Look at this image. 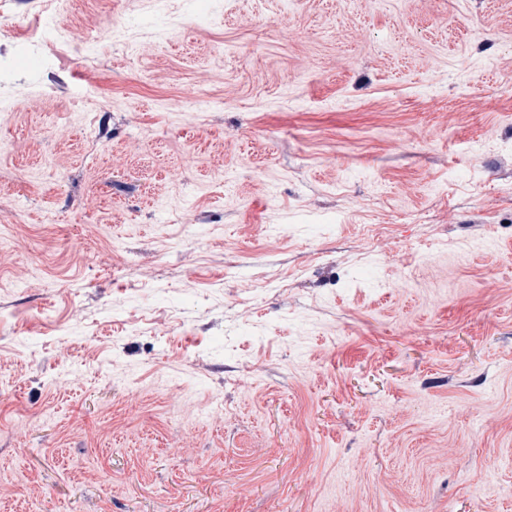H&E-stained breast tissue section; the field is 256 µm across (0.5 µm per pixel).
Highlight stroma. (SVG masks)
I'll list each match as a JSON object with an SVG mask.
<instances>
[{
    "instance_id": "35a3bbf8",
    "label": "stroma",
    "mask_w": 512,
    "mask_h": 512,
    "mask_svg": "<svg viewBox=\"0 0 512 512\" xmlns=\"http://www.w3.org/2000/svg\"><path fill=\"white\" fill-rule=\"evenodd\" d=\"M53 9L0 0V512H512V0Z\"/></svg>"
}]
</instances>
